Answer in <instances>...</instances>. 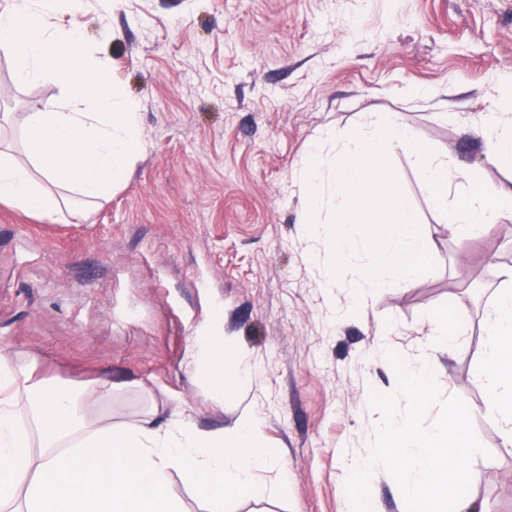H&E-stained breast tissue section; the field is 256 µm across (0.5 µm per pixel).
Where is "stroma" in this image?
<instances>
[{"label": "stroma", "mask_w": 512, "mask_h": 512, "mask_svg": "<svg viewBox=\"0 0 512 512\" xmlns=\"http://www.w3.org/2000/svg\"><path fill=\"white\" fill-rule=\"evenodd\" d=\"M58 0L78 19L139 105L141 149L107 200L63 188L50 223L0 204V350L35 359L67 385L110 375L113 417L149 391L196 430L231 428L250 411L281 467L258 474L264 499L224 512H351L349 457L381 420L371 391L397 376L375 352L379 331L406 359L422 351L443 304L458 311L455 348L440 354L442 397L468 406L487 453L469 492L485 512H512V445L487 411L479 352L486 313L512 267V219L463 245L464 227L434 209L413 157L391 167L416 210L433 270L375 290L349 313L350 279L301 223L308 192L293 179L313 146L331 155L380 113L397 114L435 152L512 187L475 129L512 72V0ZM426 96H417V89ZM63 86L20 85L0 56V113L56 111ZM221 337L249 368L216 403L196 337Z\"/></svg>", "instance_id": "obj_1"}]
</instances>
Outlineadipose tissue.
I'll return each mask as SVG.
<instances>
[{
    "label": "adipose tissue",
    "mask_w": 512,
    "mask_h": 512,
    "mask_svg": "<svg viewBox=\"0 0 512 512\" xmlns=\"http://www.w3.org/2000/svg\"><path fill=\"white\" fill-rule=\"evenodd\" d=\"M52 11L53 0H14L0 13V54L11 60L15 81L50 80L66 90L60 111L25 113L28 162L0 150V203L55 221L61 208L51 186L89 201L108 197L134 163L139 141L137 102L85 54L79 22L56 29ZM478 133L488 163L511 162L512 99H498ZM486 333L479 376L492 418L512 440V270ZM190 358L208 364L216 402L242 379L241 360L216 342L197 339ZM114 389L108 377L65 387L35 360L0 352V512H184L171 491L179 468L213 512H222L225 497L256 493L258 472L279 463L261 445L250 413L212 433L196 431L176 411L165 427H154L152 406L115 421L97 413Z\"/></svg>",
    "instance_id": "ef3b65f1"
}]
</instances>
